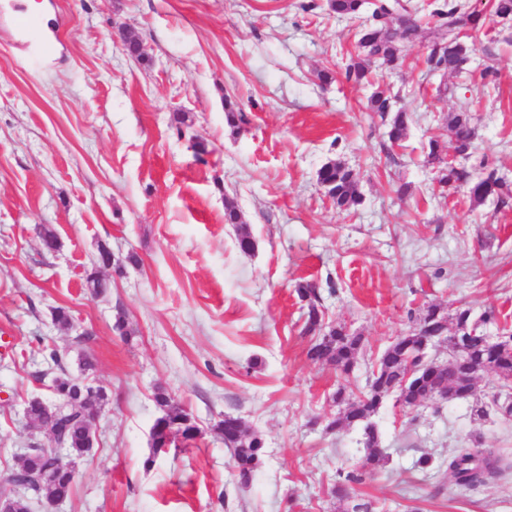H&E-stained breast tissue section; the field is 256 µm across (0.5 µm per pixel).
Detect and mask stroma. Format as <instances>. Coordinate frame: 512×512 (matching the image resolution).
<instances>
[{"mask_svg": "<svg viewBox=\"0 0 512 512\" xmlns=\"http://www.w3.org/2000/svg\"><path fill=\"white\" fill-rule=\"evenodd\" d=\"M316 2L305 12L300 0H56L63 46L41 67L0 24V471L30 445H51L24 416L45 392L44 348L73 373L81 352L92 354L93 379L111 394L56 512H342L337 473L364 450L359 430L325 429L337 387L361 390L375 357L430 304L494 313L488 334L512 332V198L477 204L442 192L424 150L430 136L447 137L449 113L469 108L475 149L463 167L512 183V21L473 32L460 70L428 71L431 24L404 47L399 71L372 64L412 117L392 148L386 120L366 108L372 86L315 83V71L346 66L362 23ZM123 28L139 35L141 57L118 39ZM228 96L250 118L238 135L225 122ZM334 159L359 181L361 202L346 212L317 182ZM228 199L255 240L251 253L224 221ZM45 225L56 252L41 245ZM102 245L140 262L120 275L102 269L111 287L95 297L85 279ZM301 282L316 284L328 321L364 337L350 376L308 359ZM60 306L70 328L52 319ZM121 315L125 337L113 329ZM494 384L484 374L473 399L437 411L387 398L374 417L386 464L354 485L352 502L371 512H512V472L469 489L416 465L476 433L512 452V419L473 415ZM158 388L202 433L148 468ZM227 413L265 442L266 464L245 486L216 429Z\"/></svg>", "mask_w": 512, "mask_h": 512, "instance_id": "obj_1", "label": "stroma"}]
</instances>
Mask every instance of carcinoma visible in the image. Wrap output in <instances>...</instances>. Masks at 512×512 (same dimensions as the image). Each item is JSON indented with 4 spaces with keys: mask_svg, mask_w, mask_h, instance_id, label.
I'll return each instance as SVG.
<instances>
[{
    "mask_svg": "<svg viewBox=\"0 0 512 512\" xmlns=\"http://www.w3.org/2000/svg\"><path fill=\"white\" fill-rule=\"evenodd\" d=\"M328 8L344 17L365 13L369 21V25L358 33L357 54L341 73V77L348 83L361 84L368 80L369 63L374 60L381 61L388 68L403 64V45L416 40L420 33L419 10L404 0H329ZM431 15L435 19L438 36L429 45L427 68L430 71L457 70L468 60L473 50L468 40L459 38L460 33L483 28L495 18H511L512 0H487L481 11L459 0H443L435 5ZM367 108L381 115L395 112L389 122L387 137L391 146L401 145L407 137L411 117L404 110H393L389 89L377 88L368 99ZM224 112L231 131L240 133L247 124L242 107L226 97ZM448 137L455 151L462 155L470 153L474 128L468 111L456 112L448 119ZM444 150L445 145L440 139L428 140V162L437 166L436 175L441 186L453 190L462 188L475 202H481L489 195H496L502 200L512 195V188L493 172L473 178L466 170L448 165ZM317 181L326 189L327 196L339 210L347 211L361 201L354 170L340 160L325 163L318 171ZM224 223L236 228V241L241 252L250 253L254 250V240L242 226L241 214L235 206L225 205ZM296 292L304 302L302 333L306 336L315 335L307 351L308 358L314 363L332 365L343 375L352 373L363 350V337L347 333L340 325L322 326L324 312L315 284L300 283ZM453 320L458 332L469 333V345L461 359L448 362L432 376L420 374L407 386H402L407 371L405 355L415 350L422 336L439 331L450 348L464 342L462 336L448 335V313L431 304L424 308L415 329L398 337L394 347L386 348L376 358L364 391L354 396L346 393L342 385L333 394V400L340 409L336 417L326 425V431L333 432L343 426L357 428L361 431L360 444L365 450L360 468L338 473L333 489L334 497L338 500L350 498L348 485L361 482L365 475L373 472L385 460L380 431L371 417L380 410L389 394H396L404 407L418 406L429 401L434 394L442 395L445 402L466 400L473 395L475 381L488 370H493L500 379L512 377V344H489L482 330L484 325L495 321L494 314L485 313L474 319L470 309L459 307ZM154 399L161 415L150 428L151 455L145 460L147 467L171 449L185 447L195 440L198 428L193 415L174 403L165 391L156 390ZM105 403L106 399L101 395L90 396L77 407L76 413L69 412L62 416L47 413L40 401L32 399L28 402L26 415L32 426L46 427L61 433L72 455L79 457L86 444V420L95 416ZM217 430L224 440V447L233 456L238 482L249 483L265 463L266 450L262 438L249 432L242 419L231 414L224 415L217 424ZM446 469L456 485L475 488L493 482L511 471L512 460L498 448L482 447L480 438L476 436L471 446L458 448L448 455ZM33 470H51L55 472V477L46 486L36 487L27 476V472ZM73 482L71 472L60 467L53 456L37 447L28 449L23 464L0 475L3 490L21 492V495L15 497L14 512H29V504L25 499L27 495L32 499L39 496L44 500L68 497Z\"/></svg>",
    "mask_w": 512,
    "mask_h": 512,
    "instance_id": "1",
    "label": "carcinoma"
}]
</instances>
